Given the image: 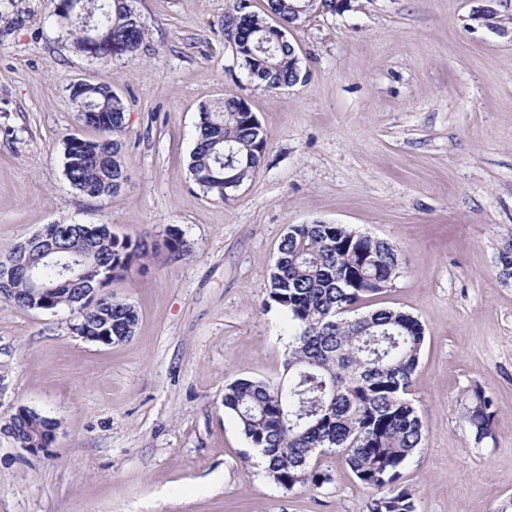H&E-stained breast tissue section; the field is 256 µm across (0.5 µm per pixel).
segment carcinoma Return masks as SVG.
<instances>
[{
  "label": "carcinoma",
  "instance_id": "cac0c4a2",
  "mask_svg": "<svg viewBox=\"0 0 512 512\" xmlns=\"http://www.w3.org/2000/svg\"><path fill=\"white\" fill-rule=\"evenodd\" d=\"M93 15L64 20L56 7V24L76 54L97 59L104 52L136 57L145 39L141 18L130 0H91ZM296 0H265L262 13L237 2L225 19V31L239 49L250 81L269 93L299 82L301 73L290 40H276L272 28H288ZM77 120L98 131L94 139L64 140L63 167L69 185L98 198L119 193L127 179L124 141L125 106L118 96L98 90L72 93ZM243 98L229 96L201 109L189 169L203 191L218 198L236 190L264 162L270 135L242 108ZM101 111L98 123L83 110ZM71 245L95 255L120 276L130 265L164 247L183 256L185 242L172 236L163 243L119 238L108 225L91 236L69 237ZM27 240L11 246L0 262L12 265L0 274V301L29 310L35 303L26 268ZM398 247L357 233L341 224H291L279 246L268 281V298L281 308L294 334L288 344V377L278 382L239 378L224 386V409L231 411L253 447L260 450L265 475L286 491L322 487L327 476L316 466L325 454L341 458L351 473L376 491L368 512H415L414 495L402 485L404 462L422 447L423 424L408 398L425 340L413 315L391 308L361 313L367 301L392 287L400 269ZM38 278L53 289L47 301L55 311L73 309L76 285L44 264ZM139 322L135 307L109 296L79 314L74 331L96 336L105 331L112 343L131 340ZM467 422L475 436L490 434L492 402L475 392ZM55 422L21 409L13 424L20 445L41 437L50 448Z\"/></svg>",
  "mask_w": 512,
  "mask_h": 512
}]
</instances>
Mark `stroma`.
Segmentation results:
<instances>
[{"label": "stroma", "instance_id": "stroma-1", "mask_svg": "<svg viewBox=\"0 0 512 512\" xmlns=\"http://www.w3.org/2000/svg\"><path fill=\"white\" fill-rule=\"evenodd\" d=\"M57 0H0V252L50 224L190 246L113 278L132 341L84 340L76 313L0 302V512H365L373 495L322 457L321 488L285 491L225 410V384L284 376L288 318L264 307L289 225L342 224L402 254L375 308L410 313L425 343L411 388L424 446L401 469L416 512H512V0H351L290 40L304 77L271 94L224 39L236 0H131L139 57L73 53ZM108 79L126 106L129 180L90 198L62 167L72 82ZM233 93L270 134L228 199L190 171L204 104ZM493 400V435L464 417ZM58 424L46 451L3 430L18 408Z\"/></svg>", "mask_w": 512, "mask_h": 512}]
</instances>
